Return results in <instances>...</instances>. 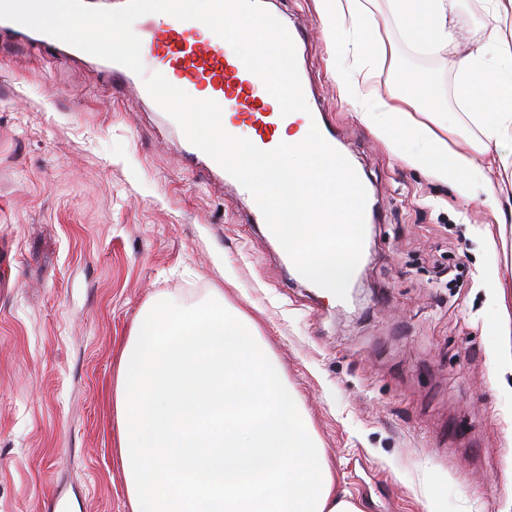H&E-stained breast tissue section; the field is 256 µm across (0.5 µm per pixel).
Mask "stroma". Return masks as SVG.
Masks as SVG:
<instances>
[{
  "label": "stroma",
  "instance_id": "35a3bbf8",
  "mask_svg": "<svg viewBox=\"0 0 512 512\" xmlns=\"http://www.w3.org/2000/svg\"><path fill=\"white\" fill-rule=\"evenodd\" d=\"M452 53L395 48L374 0L366 39L327 30L316 0H274L304 26L314 103L380 203L360 299L294 276L247 197L200 172L162 116L89 63L0 46V512H130L114 448L120 350L157 297H209L257 325L360 512H512V372L493 371L496 284L512 265L489 203L395 157L342 95L341 66L433 77L455 139L480 128L457 61L493 45L483 0H461ZM345 46L335 54L334 43ZM458 266L453 283L437 269Z\"/></svg>",
  "mask_w": 512,
  "mask_h": 512
}]
</instances>
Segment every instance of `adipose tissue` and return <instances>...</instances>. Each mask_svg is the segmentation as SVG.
<instances>
[{
    "instance_id": "obj_1",
    "label": "adipose tissue",
    "mask_w": 512,
    "mask_h": 512,
    "mask_svg": "<svg viewBox=\"0 0 512 512\" xmlns=\"http://www.w3.org/2000/svg\"><path fill=\"white\" fill-rule=\"evenodd\" d=\"M370 2L320 0L322 20L360 32ZM461 18V0H389L396 41L430 58L451 51ZM369 81L348 82L344 99L414 168L463 191L489 186L490 170H512V42L478 46L459 63L460 98L496 104L477 115L483 166L449 143L433 80L386 97ZM420 97L421 119L411 111ZM112 403L131 512H359L337 495L326 450L254 322L220 289L198 305L159 299L144 309L121 349Z\"/></svg>"
}]
</instances>
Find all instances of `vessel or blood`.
I'll list each match as a JSON object with an SVG mask.
<instances>
[{
	"instance_id": "obj_1",
	"label": "vessel or blood",
	"mask_w": 512,
	"mask_h": 512,
	"mask_svg": "<svg viewBox=\"0 0 512 512\" xmlns=\"http://www.w3.org/2000/svg\"><path fill=\"white\" fill-rule=\"evenodd\" d=\"M135 34L141 41V59L144 75L160 73L174 86L196 99H211L218 104H229L232 116L224 122L228 133L239 126L252 130V143L259 149H275L278 129L285 125L309 129L317 125L328 143L336 136L324 117L296 111L282 114L270 105L271 94L261 79L249 71L233 48L197 20L181 21L167 14H147L135 22ZM0 37L41 46L49 54L60 52L82 57V50L61 42L52 36L16 22L0 19ZM103 70L115 92L135 86L141 99H148L144 75H136L128 68L104 61Z\"/></svg>"
}]
</instances>
